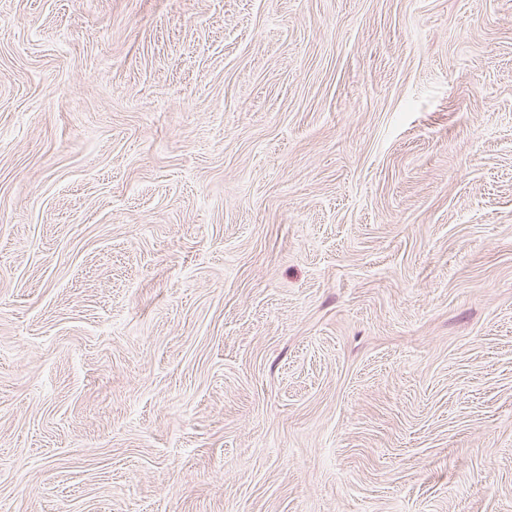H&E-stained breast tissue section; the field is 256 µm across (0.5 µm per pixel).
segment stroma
<instances>
[{
	"label": "stroma",
	"mask_w": 512,
	"mask_h": 512,
	"mask_svg": "<svg viewBox=\"0 0 512 512\" xmlns=\"http://www.w3.org/2000/svg\"><path fill=\"white\" fill-rule=\"evenodd\" d=\"M0 512H512V0H0Z\"/></svg>",
	"instance_id": "35a3bbf8"
}]
</instances>
